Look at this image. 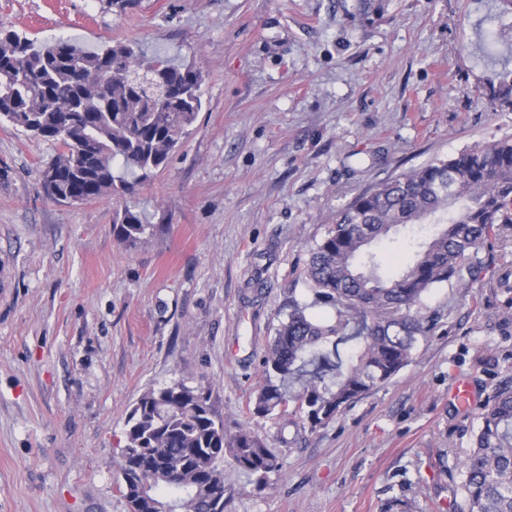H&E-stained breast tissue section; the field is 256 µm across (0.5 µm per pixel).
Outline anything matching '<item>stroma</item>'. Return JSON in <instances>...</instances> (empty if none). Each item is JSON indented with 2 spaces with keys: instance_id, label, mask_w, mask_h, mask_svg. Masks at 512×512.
I'll list each match as a JSON object with an SVG mask.
<instances>
[{
  "instance_id": "1",
  "label": "stroma",
  "mask_w": 512,
  "mask_h": 512,
  "mask_svg": "<svg viewBox=\"0 0 512 512\" xmlns=\"http://www.w3.org/2000/svg\"><path fill=\"white\" fill-rule=\"evenodd\" d=\"M512 0H0V24L86 50L134 41L206 73L203 107L133 198L155 235L112 233L108 198L46 199L51 142L0 124V512H128L116 463L147 390L210 388L281 448L267 488L225 465L229 512H458L457 464L512 382V224L413 361L317 430L246 406L308 249L359 193L512 137L488 97L512 47L481 49Z\"/></svg>"
}]
</instances>
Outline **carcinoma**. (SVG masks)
I'll list each match as a JSON object with an SVG mask.
<instances>
[{
  "label": "carcinoma",
  "instance_id": "obj_1",
  "mask_svg": "<svg viewBox=\"0 0 512 512\" xmlns=\"http://www.w3.org/2000/svg\"><path fill=\"white\" fill-rule=\"evenodd\" d=\"M511 40V28L489 31L486 55ZM204 83L201 68L147 57L129 42L88 52L69 38L38 44L0 27V122L58 146L43 169L47 198H112V232L129 249L154 225L125 198L167 167L202 109ZM489 102L512 112V70L499 74ZM420 224L434 226L430 237L396 273L381 274L383 258L369 247ZM499 224H512V138L434 159L356 196L309 249L310 300L288 298L248 412L314 431L389 381L440 318L425 295L452 279L470 287ZM478 419L459 463L460 512H512V384L495 388ZM125 437L117 469L128 512H228L225 460L259 489L281 468L280 450L244 425L228 426L202 385L143 393Z\"/></svg>",
  "mask_w": 512,
  "mask_h": 512
}]
</instances>
